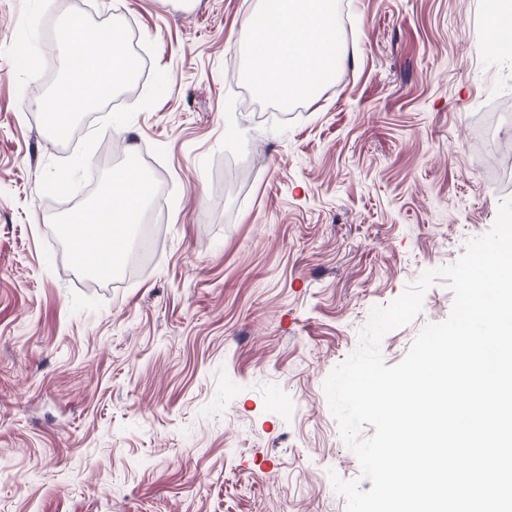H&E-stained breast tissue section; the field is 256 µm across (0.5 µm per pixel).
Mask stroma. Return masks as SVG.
<instances>
[{"instance_id":"1","label":"stroma","mask_w":512,"mask_h":512,"mask_svg":"<svg viewBox=\"0 0 512 512\" xmlns=\"http://www.w3.org/2000/svg\"><path fill=\"white\" fill-rule=\"evenodd\" d=\"M259 5L0 0V512H346L329 471L371 489L324 383L512 198V50L488 49L486 0H337L332 78L283 107L249 80ZM118 11L146 76L57 147L54 33ZM125 160L165 221L131 228L146 271L103 280L59 221ZM453 303L431 286L384 363Z\"/></svg>"}]
</instances>
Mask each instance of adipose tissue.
<instances>
[{
    "mask_svg": "<svg viewBox=\"0 0 512 512\" xmlns=\"http://www.w3.org/2000/svg\"><path fill=\"white\" fill-rule=\"evenodd\" d=\"M335 5L336 0H279L278 8L263 7L243 20L249 77L260 94L283 90L304 97L315 92L319 81L331 78L338 59ZM60 50L66 60H81L82 66L68 68L65 79L40 106L56 131L70 128L85 107L111 97L127 73L122 44L104 41L98 31L78 20L70 21ZM149 193V184L128 169L113 170L92 205L64 218L73 233V248L92 261L111 252L113 244L127 246L129 227L138 222Z\"/></svg>",
    "mask_w": 512,
    "mask_h": 512,
    "instance_id": "1",
    "label": "adipose tissue"
}]
</instances>
